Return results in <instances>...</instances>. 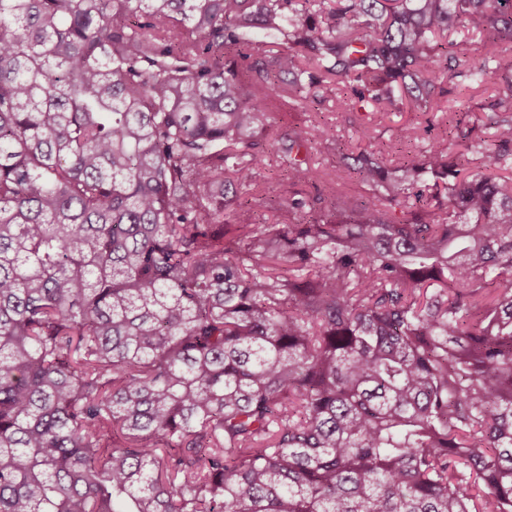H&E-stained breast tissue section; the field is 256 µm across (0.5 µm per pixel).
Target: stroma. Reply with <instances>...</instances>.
I'll list each match as a JSON object with an SVG mask.
<instances>
[{"instance_id":"obj_1","label":"stroma","mask_w":512,"mask_h":512,"mask_svg":"<svg viewBox=\"0 0 512 512\" xmlns=\"http://www.w3.org/2000/svg\"><path fill=\"white\" fill-rule=\"evenodd\" d=\"M503 84L489 80L483 86L473 89L457 88L440 99L441 109L437 112H374L361 108L351 94L325 93L323 100L310 112L292 111L278 114L275 131L281 132L293 126H331L336 139L331 143H317L312 160L316 166H335L342 154L358 152L360 147L371 146L379 149L388 145L397 126L417 127L418 134L407 145L410 155L421 156L430 134L439 133L449 113L462 111L466 120L474 125L476 134L485 143H492L493 130L490 120L494 117V103L498 100Z\"/></svg>"}]
</instances>
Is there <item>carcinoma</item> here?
Masks as SVG:
<instances>
[{
  "label": "carcinoma",
  "mask_w": 512,
  "mask_h": 512,
  "mask_svg": "<svg viewBox=\"0 0 512 512\" xmlns=\"http://www.w3.org/2000/svg\"><path fill=\"white\" fill-rule=\"evenodd\" d=\"M459 77L496 148L322 169L295 126L331 207L253 219L271 97ZM509 168L512 0H0V512H512Z\"/></svg>",
  "instance_id": "1"
}]
</instances>
